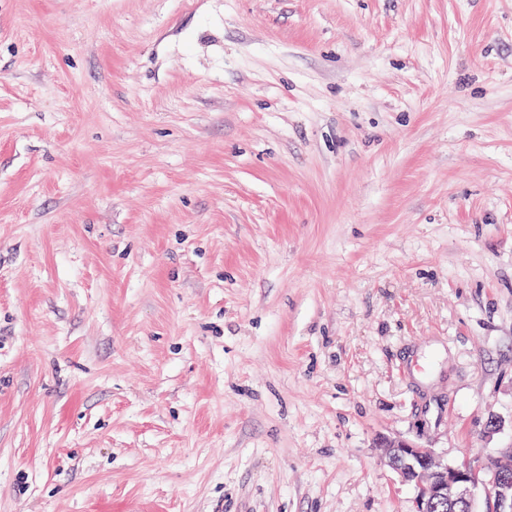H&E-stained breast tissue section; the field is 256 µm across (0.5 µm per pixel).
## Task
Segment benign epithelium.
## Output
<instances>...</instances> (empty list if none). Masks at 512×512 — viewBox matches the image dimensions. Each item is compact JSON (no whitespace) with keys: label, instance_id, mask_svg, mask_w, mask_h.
I'll list each match as a JSON object with an SVG mask.
<instances>
[{"label":"benign epithelium","instance_id":"7a95c632","mask_svg":"<svg viewBox=\"0 0 512 512\" xmlns=\"http://www.w3.org/2000/svg\"><path fill=\"white\" fill-rule=\"evenodd\" d=\"M383 461L415 493L416 512H472L478 489L489 512H512V448H494L481 463L451 465L434 449L383 438Z\"/></svg>","mask_w":512,"mask_h":512}]
</instances>
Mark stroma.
<instances>
[{"mask_svg": "<svg viewBox=\"0 0 512 512\" xmlns=\"http://www.w3.org/2000/svg\"><path fill=\"white\" fill-rule=\"evenodd\" d=\"M382 436L512 447V0H0V512H415Z\"/></svg>", "mask_w": 512, "mask_h": 512, "instance_id": "35a3bbf8", "label": "stroma"}]
</instances>
